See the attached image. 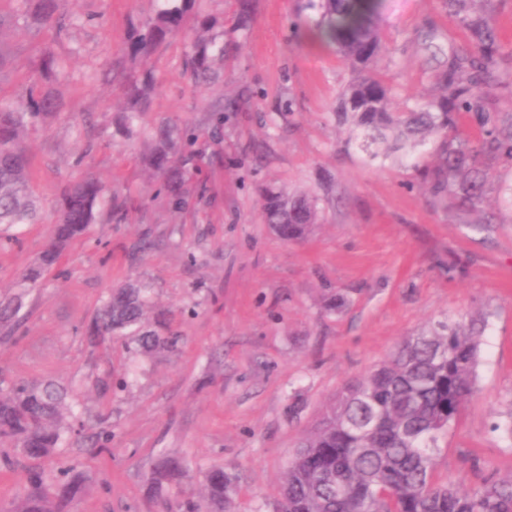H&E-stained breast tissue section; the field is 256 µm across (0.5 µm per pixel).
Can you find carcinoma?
I'll return each instance as SVG.
<instances>
[{"label": "carcinoma", "mask_w": 512, "mask_h": 512, "mask_svg": "<svg viewBox=\"0 0 512 512\" xmlns=\"http://www.w3.org/2000/svg\"><path fill=\"white\" fill-rule=\"evenodd\" d=\"M21 2L37 21L61 29L69 24L66 0ZM156 2L154 16L131 27L122 47L125 107L118 125L128 135L155 91L148 61L169 38L191 33L185 67L196 83L219 79L224 65V41L214 34L219 21L200 8L201 0ZM385 2L320 0L316 36L336 49L352 73L336 100V117L350 127L348 142L358 143L372 160L408 145L432 146L436 163L427 177L434 194L446 199L448 218L487 230L491 224L474 222L471 215L482 210L496 188L489 162L512 163V47L500 40L493 24L495 0H442L450 21L465 33V43L456 46L434 30L426 33V50L437 61L432 90L415 92V107L403 112L396 111L395 92L382 74L389 56ZM254 9V0H236L234 29H246ZM62 68L50 51L36 59L44 79ZM58 108L49 87L30 88L15 105L0 103V240L17 241L10 228L39 220L22 138L29 126ZM145 160L165 175L168 192L180 199L181 170L195 156L178 147L174 128L160 129ZM105 190L95 179L67 188L51 246L25 280L36 282L42 269L85 233ZM259 207L263 223L285 242L305 238L321 221L316 198L286 189L264 190ZM144 292L130 282L112 289L94 320L99 342L128 336L145 353L177 348L180 337L163 330ZM21 307L20 296L0 298V323L11 321ZM481 344L482 331L475 324L445 320L404 338L388 361L347 383L295 448L274 512H512V475L486 480L473 492L436 477L440 440L477 392ZM73 418L66 389L54 383L0 388V442L14 443L30 458L52 454L62 434L73 430ZM58 482L62 495L56 506L42 479L33 478L12 512H64L81 485L70 468L59 471ZM236 494L234 476L214 467L193 512H235Z\"/></svg>", "instance_id": "carcinoma-1"}]
</instances>
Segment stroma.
Segmentation results:
<instances>
[{
  "instance_id": "obj_1",
  "label": "stroma",
  "mask_w": 512,
  "mask_h": 512,
  "mask_svg": "<svg viewBox=\"0 0 512 512\" xmlns=\"http://www.w3.org/2000/svg\"><path fill=\"white\" fill-rule=\"evenodd\" d=\"M155 9V0H68L66 30L21 18L0 33L14 59L0 71V99L42 85L32 67L39 51L71 60L53 84L60 110L24 141L43 221L0 243V295H24L20 329L0 333V382L55 381L75 410L91 408L112 432L107 450L70 439L48 461L0 443V459L12 462L0 467V512H11L31 472L49 479L71 464L86 480L75 512H186L215 465L237 478L236 512H272L290 454L336 393L405 336L446 318L484 332L478 392L437 473L471 490L512 475V447L493 429L512 407V166L494 167L502 191L486 207L491 231L479 235L450 221L421 184L432 153L412 168L348 144L334 106L350 73L316 39L319 10L308 0H256L248 31L225 30L224 77L208 85L185 70L186 35L170 39L150 60L158 89L125 137L112 65L131 25ZM387 14L386 78L403 101L431 86L425 32L461 35L441 0H389ZM237 97L221 134L196 138L202 167L184 171V194L173 199L142 162L156 127L207 125L213 104ZM80 178L105 181L112 198L57 265L26 282L66 186ZM269 186L317 197L323 221L305 240L285 242L262 222L256 200ZM116 197L138 206L119 218ZM130 279L148 285L181 338L176 350L91 342L108 291ZM169 460L180 473L155 485Z\"/></svg>"
}]
</instances>
